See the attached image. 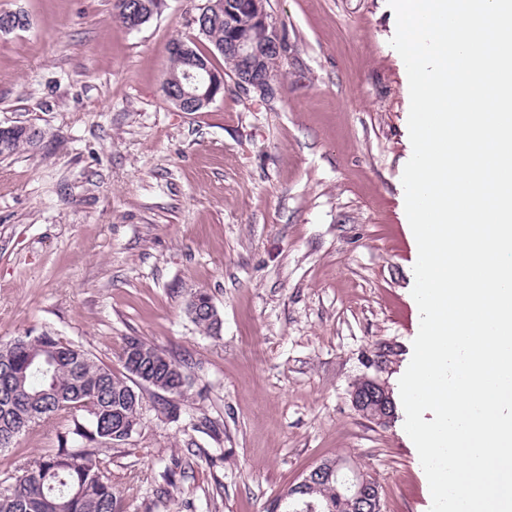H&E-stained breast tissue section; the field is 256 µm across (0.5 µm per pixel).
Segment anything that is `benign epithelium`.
<instances>
[{"mask_svg": "<svg viewBox=\"0 0 512 512\" xmlns=\"http://www.w3.org/2000/svg\"><path fill=\"white\" fill-rule=\"evenodd\" d=\"M241 9L251 15L250 28L236 32L224 42V52L235 56L241 63L238 81L244 90L268 97L276 92V87L271 73L264 68L265 57L272 51L281 50L283 33L268 12L266 0H224V18L229 20L237 16ZM184 78L185 82H177L174 93L169 95V99L184 112L201 104H211L224 86L223 74L196 64L184 71ZM389 357V350L379 349L374 360L378 374L364 378L351 391L353 406L379 424L388 422L392 417L387 381L379 376L386 370ZM323 476L335 479L343 488L342 499L358 506L360 512H381L379 487L341 459L319 463L301 481L288 486V492L302 490Z\"/></svg>", "mask_w": 512, "mask_h": 512, "instance_id": "7a95c632", "label": "benign epithelium"}]
</instances>
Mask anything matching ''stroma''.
<instances>
[{"label": "stroma", "mask_w": 512, "mask_h": 512, "mask_svg": "<svg viewBox=\"0 0 512 512\" xmlns=\"http://www.w3.org/2000/svg\"><path fill=\"white\" fill-rule=\"evenodd\" d=\"M205 0H164L140 29L113 0H0V124L39 128L0 157V343L49 330L120 370L136 337L183 365L176 416L143 389L136 434L99 456L119 512H266L316 464L347 459L382 512H428L402 412L352 405L393 351L397 391L417 333L402 174L405 64L387 0H269L290 50L278 94L183 112L162 86L173 40L204 44ZM207 292L223 320L188 315ZM45 422L0 450V478L57 446ZM181 459L186 476L156 495Z\"/></svg>", "instance_id": "obj_1"}]
</instances>
